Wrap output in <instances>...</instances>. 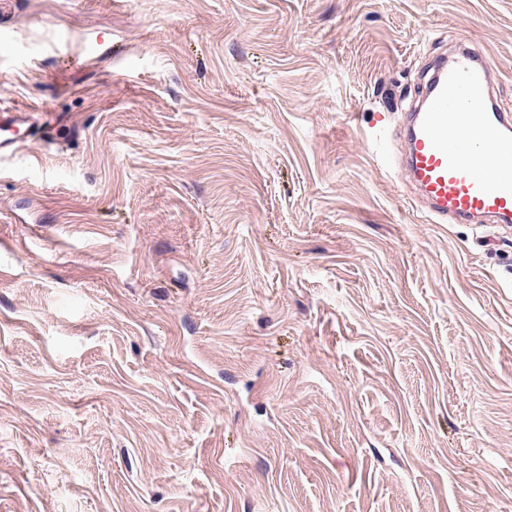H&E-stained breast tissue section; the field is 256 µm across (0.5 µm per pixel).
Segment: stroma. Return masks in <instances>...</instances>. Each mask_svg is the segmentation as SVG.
<instances>
[{
  "mask_svg": "<svg viewBox=\"0 0 512 512\" xmlns=\"http://www.w3.org/2000/svg\"><path fill=\"white\" fill-rule=\"evenodd\" d=\"M512 0H0V512H512V230L393 158ZM43 116L50 115L15 108H0V130L16 136L21 132L28 131Z\"/></svg>",
  "mask_w": 512,
  "mask_h": 512,
  "instance_id": "stroma-1",
  "label": "stroma"
}]
</instances>
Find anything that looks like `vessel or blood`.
I'll list each match as a JSON object with an SVG mask.
<instances>
[{"label": "vessel or blood", "instance_id": "1", "mask_svg": "<svg viewBox=\"0 0 512 512\" xmlns=\"http://www.w3.org/2000/svg\"><path fill=\"white\" fill-rule=\"evenodd\" d=\"M492 68L465 44L435 59L406 115L403 166L433 223L512 225V115L494 101ZM39 118L0 108V154Z\"/></svg>", "mask_w": 512, "mask_h": 512}]
</instances>
